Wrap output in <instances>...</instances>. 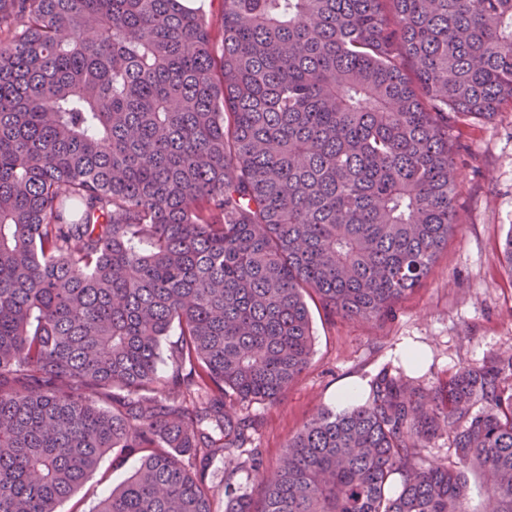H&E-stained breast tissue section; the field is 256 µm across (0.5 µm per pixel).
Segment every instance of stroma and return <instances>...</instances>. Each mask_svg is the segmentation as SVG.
<instances>
[{
	"instance_id": "1",
	"label": "stroma",
	"mask_w": 512,
	"mask_h": 512,
	"mask_svg": "<svg viewBox=\"0 0 512 512\" xmlns=\"http://www.w3.org/2000/svg\"><path fill=\"white\" fill-rule=\"evenodd\" d=\"M449 135L459 230L430 277L384 322L328 316L312 306L315 346L308 368L278 402L237 407L238 415L259 421L255 443L265 475H273L289 438L332 406L338 385L353 376L367 381L383 366L398 365L404 348L428 350V362L416 374L426 388L492 352L512 351V272L501 261L512 229V101L488 121L457 118ZM130 473L103 458L59 512H92Z\"/></svg>"
}]
</instances>
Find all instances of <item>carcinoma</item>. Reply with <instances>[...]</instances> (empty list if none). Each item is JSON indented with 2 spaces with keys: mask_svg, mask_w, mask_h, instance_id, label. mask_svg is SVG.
I'll return each instance as SVG.
<instances>
[{
  "mask_svg": "<svg viewBox=\"0 0 512 512\" xmlns=\"http://www.w3.org/2000/svg\"><path fill=\"white\" fill-rule=\"evenodd\" d=\"M512 99V0H0V512H512V352L402 369L263 473L308 302L382 320L455 224L450 122ZM178 330L165 393L162 345ZM448 433L449 463L428 448ZM134 464L112 470L111 459L104 457L98 468L89 475L78 489L58 506L59 512H90L97 502L106 496L112 487L124 481L132 472ZM241 465L242 467L233 474L232 482L239 494H248L253 498H258L261 491L260 482L250 471L247 463Z\"/></svg>",
  "mask_w": 512,
  "mask_h": 512,
  "instance_id": "obj_1",
  "label": "carcinoma"
}]
</instances>
